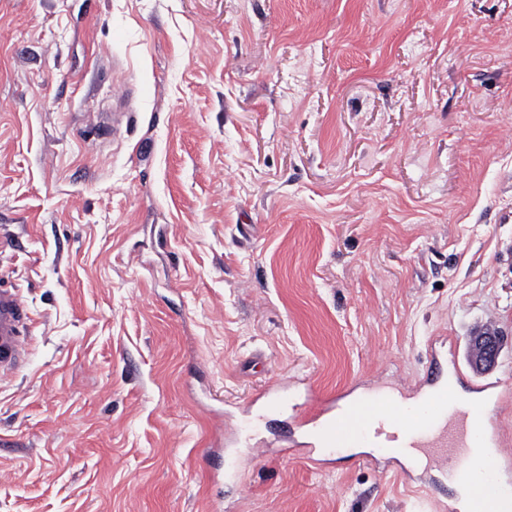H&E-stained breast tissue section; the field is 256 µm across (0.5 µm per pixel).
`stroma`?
I'll return each instance as SVG.
<instances>
[{
	"instance_id": "stroma-1",
	"label": "stroma",
	"mask_w": 512,
	"mask_h": 512,
	"mask_svg": "<svg viewBox=\"0 0 512 512\" xmlns=\"http://www.w3.org/2000/svg\"><path fill=\"white\" fill-rule=\"evenodd\" d=\"M121 109L122 133L99 137ZM0 512H438L348 451L212 479L224 416L467 358L512 439V0H0ZM29 313L21 289L0 272V376L15 375L27 363ZM295 384L294 380H278L269 384L258 398L264 399L268 411H276L288 403V392Z\"/></svg>"
}]
</instances>
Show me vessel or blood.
Returning <instances> with one entry per match:
<instances>
[{
  "label": "vessel or blood",
  "instance_id": "obj_1",
  "mask_svg": "<svg viewBox=\"0 0 512 512\" xmlns=\"http://www.w3.org/2000/svg\"><path fill=\"white\" fill-rule=\"evenodd\" d=\"M29 313L20 288L0 277V376L21 372L29 354ZM450 337H429L422 375L402 384L409 405L391 412L380 386L369 387L361 400L320 401L295 427L303 441L289 442V457L313 460L316 452L339 448H375L374 461L399 469L423 456L426 471L467 487L477 485L468 512H505L512 492L500 484L501 463L512 460V441L499 432L500 383L478 376L471 362L449 358ZM291 381L269 384L260 394L267 410L287 404Z\"/></svg>",
  "mask_w": 512,
  "mask_h": 512
}]
</instances>
